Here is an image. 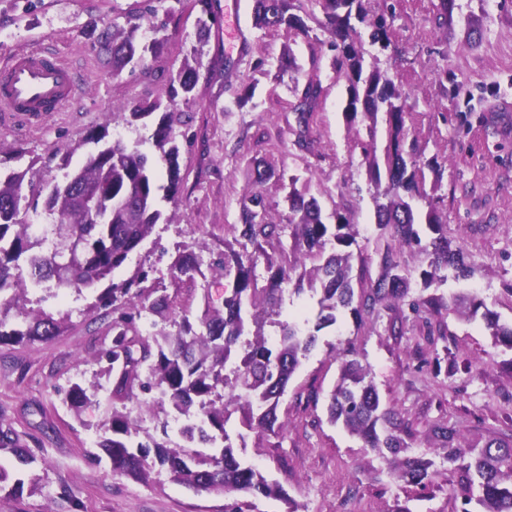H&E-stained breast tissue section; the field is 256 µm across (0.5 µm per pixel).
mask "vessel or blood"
Instances as JSON below:
<instances>
[{"instance_id": "1", "label": "vessel or blood", "mask_w": 512, "mask_h": 512, "mask_svg": "<svg viewBox=\"0 0 512 512\" xmlns=\"http://www.w3.org/2000/svg\"><path fill=\"white\" fill-rule=\"evenodd\" d=\"M74 72L53 53L20 49L0 64V112L24 123L59 112L76 96Z\"/></svg>"}]
</instances>
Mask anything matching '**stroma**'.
Segmentation results:
<instances>
[{
  "label": "stroma",
  "mask_w": 512,
  "mask_h": 512,
  "mask_svg": "<svg viewBox=\"0 0 512 512\" xmlns=\"http://www.w3.org/2000/svg\"><path fill=\"white\" fill-rule=\"evenodd\" d=\"M224 2L212 0L215 23L208 43L196 40L200 8L183 0L167 25L168 41L155 75L116 77L90 39L93 29L124 23L135 0H0V62L20 48H50L81 77L84 94L63 112L32 125L0 120V159L12 167L38 160L49 177L63 180L61 158L79 166L93 152L89 134L113 113L166 98L171 70L201 51L203 66L182 143L185 175L169 224L156 225L160 250L143 248L145 266L160 270V285L175 301V317L196 315L203 301L221 305L223 277L206 271L195 284L173 282L168 272L178 250L211 261L224 250V228L239 221V200L251 180L246 160H266L276 170L300 175L299 190L323 194L325 210L348 199L357 212L353 250L377 278L384 247L375 223L374 188L359 152L351 150L343 119L345 80L329 68L326 34L291 37L255 26L253 0H241L240 19L252 50L240 56L224 38ZM371 17L393 21V43L372 47L408 96L410 133L427 156L444 163L440 209L448 213V235L474 267L466 280H448L444 294L473 291L502 322L512 321V0H371ZM295 54L297 69L277 63ZM272 70L256 68L258 59ZM447 80H439L440 71ZM319 73L323 93L311 129L313 151L293 143L295 75ZM256 87L253 105L230 109L242 86ZM48 311H71L67 331L47 343L0 345V426L16 431L35 456L23 479L25 492H0V512H224L225 497L171 482L157 468L145 479L113 471L97 446L111 415L107 403L74 414L63 402L74 381H92L99 351L112 339L109 319L90 309L97 294L66 290L63 297L29 291ZM447 336L428 341L422 320L408 307L380 308L356 322L319 331L309 357L280 398L278 415L287 429L279 436L247 434L236 455L280 483L305 512H461L448 496L453 480L431 434L436 422L455 426L467 446L492 438L512 439V352L493 348L483 321L447 318ZM351 341L370 368L384 407L410 430L414 455L430 459L439 478L425 485L395 478L387 462L343 426L327 422L330 390L339 377L332 345ZM449 349L454 376L434 375V350Z\"/></svg>",
  "instance_id": "stroma-1"
}]
</instances>
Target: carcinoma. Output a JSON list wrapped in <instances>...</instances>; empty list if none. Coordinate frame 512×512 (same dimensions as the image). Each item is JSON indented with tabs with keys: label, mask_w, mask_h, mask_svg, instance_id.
Instances as JSON below:
<instances>
[{
	"label": "carcinoma",
	"mask_w": 512,
	"mask_h": 512,
	"mask_svg": "<svg viewBox=\"0 0 512 512\" xmlns=\"http://www.w3.org/2000/svg\"><path fill=\"white\" fill-rule=\"evenodd\" d=\"M168 3L165 18H159L156 3ZM255 25L268 30H284L307 36L314 19L309 3L323 5L326 21L319 28L328 33L334 55L330 68L336 77L348 81L343 109L348 129L354 131L352 148L361 151L373 184L375 217L381 236L387 239L379 253V274L368 288L355 292L353 280L363 277L364 268L354 269V253L359 230L352 212L338 206L333 224L324 222L320 201L298 192V177H289L286 195L288 215L276 222L260 187L271 178L284 179L270 165L249 161L251 187L239 201L240 223L229 226L233 241H224V258L212 267L224 273V301L216 307L207 301L192 323L188 316H169V297L146 286L150 271L140 267L132 276L112 283L97 297L89 310H110L112 344L102 350L98 361L106 362L104 374L112 387L108 400L124 411L112 408L104 423L109 436L98 447L112 462V469L144 478L153 468L165 469L171 481L195 491L245 498L227 505L228 512H243L260 498L286 500L278 482L268 481L252 466L242 464L234 454L226 429L233 414L259 437L276 436L286 428L279 420L277 406L302 360L317 343V332L337 323L338 316L350 312L355 318L371 316L379 307L402 303L424 319L428 335H445L443 315L456 314L473 320L482 314L492 330V343L512 351V323L501 324L477 294H424L448 281L472 274L463 249L448 240V213L434 204L441 187L437 160H422L423 149L410 137L407 126L408 96L388 72L373 61L365 65V44L387 49L392 33L384 17L370 18L369 0H253ZM182 0H145L126 16V25L112 24V36L102 34L101 48L109 55L112 75L123 72L148 73L163 51L167 39L149 42L137 39L140 30H166V18L177 11ZM196 67L184 62L169 74L168 105L151 136L130 146L117 138L106 142L108 125L93 136L104 146L89 154L83 164L64 175L61 182L48 181L31 161L23 169L0 165V344L48 342L67 329L70 313L54 317L41 308H29L27 284L52 280L59 289L93 290L98 283L138 252L163 219L159 201L176 202L185 179L182 174L180 127L190 119L178 108L194 100ZM321 82L308 78L291 112L296 126L291 128L295 145L313 149L311 128L319 107ZM161 103L136 106L119 114L128 126L149 116ZM386 126V142L378 147L377 125ZM150 149H144L145 144ZM164 166L167 183H157L155 168ZM434 178L426 185V171ZM423 202L426 212L414 210L413 202ZM44 213L51 223L36 234L25 217ZM432 237L422 240L419 226ZM291 238V245L284 243ZM414 249L424 255L416 269L423 293L409 296L412 275L404 272L400 254ZM26 259L23 270L20 259ZM315 265L306 269L305 261ZM264 263L267 283L258 284L256 268ZM302 270L300 279L309 287L320 284L319 311L314 330L308 320L281 319L284 285L292 273ZM202 274L201 258L193 251L179 254L170 266L171 277L193 281ZM18 310L15 322L11 310ZM279 329L277 338L265 334L266 324ZM340 363V377L329 394L328 420L340 423L358 437L364 447L386 458L396 477L408 484L433 481L439 472L431 463L406 454L407 428L401 426L388 408L382 407L368 368L357 359L352 344L334 348ZM102 385L88 391L78 383L65 392L74 412L93 403ZM161 390L172 414H197L202 426L185 431L184 443L171 448L165 439L148 444L134 442L137 418L127 411L154 410L155 401L140 395ZM431 432L440 442L443 459L459 472L450 484L448 496L477 512H512V445L489 441L477 454L462 445L459 431L446 423H436ZM9 455L16 465L0 463V490L21 492V467L35 461L19 443L11 429L0 427V457Z\"/></svg>",
	"instance_id": "1"
}]
</instances>
